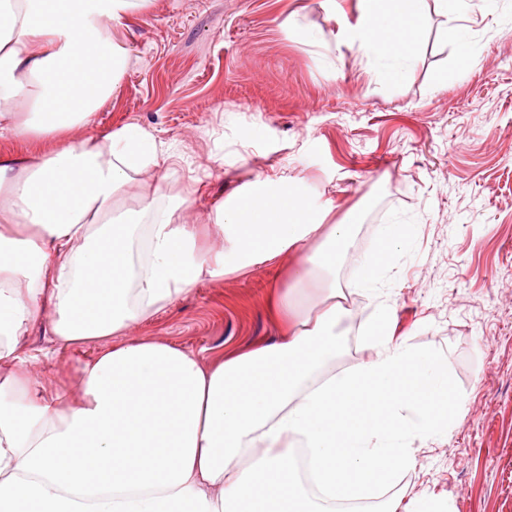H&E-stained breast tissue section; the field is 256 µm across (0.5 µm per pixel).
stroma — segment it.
Masks as SVG:
<instances>
[{"label":"stroma","mask_w":512,"mask_h":512,"mask_svg":"<svg viewBox=\"0 0 512 512\" xmlns=\"http://www.w3.org/2000/svg\"><path fill=\"white\" fill-rule=\"evenodd\" d=\"M470 5L469 70L444 37L453 15L436 9L395 78L348 39L357 0H149L115 31L128 67L84 135L152 131L182 157L173 189L200 178L203 216L274 172L330 208V222L357 214L341 286L391 221L415 225L385 278L392 331L447 357L465 409L417 451L396 492L447 512H512V0ZM292 14L307 38L283 29ZM285 274L263 264L202 283L131 334L209 360L270 339L266 298ZM346 307L340 367L373 355L372 304L353 294ZM100 347H59L41 324L27 338L52 391L77 392L74 367Z\"/></svg>","instance_id":"obj_1"}]
</instances>
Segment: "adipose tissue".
<instances>
[{
	"label": "adipose tissue",
	"mask_w": 512,
	"mask_h": 512,
	"mask_svg": "<svg viewBox=\"0 0 512 512\" xmlns=\"http://www.w3.org/2000/svg\"><path fill=\"white\" fill-rule=\"evenodd\" d=\"M358 0L350 36L391 68L410 59L429 6ZM147 0H0V512H440L391 490L415 443L447 437L465 402L447 359L392 337L379 283L415 227L391 225L360 263L377 299L373 358L337 369L345 314L333 274L358 223H328L287 179L266 176L198 223L192 192H165L178 154L125 124L78 138L128 62L114 36ZM290 257L267 297L278 337L205 361L129 337L201 283ZM103 347L79 396L50 392L25 339Z\"/></svg>",
	"instance_id": "obj_1"
}]
</instances>
